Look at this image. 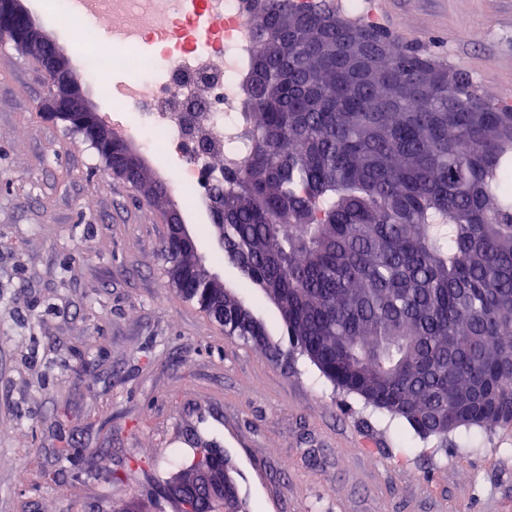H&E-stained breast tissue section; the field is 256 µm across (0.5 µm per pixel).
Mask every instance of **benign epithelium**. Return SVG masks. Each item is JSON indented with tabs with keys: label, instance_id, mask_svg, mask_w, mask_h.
Instances as JSON below:
<instances>
[{
	"label": "benign epithelium",
	"instance_id": "benign-epithelium-1",
	"mask_svg": "<svg viewBox=\"0 0 512 512\" xmlns=\"http://www.w3.org/2000/svg\"><path fill=\"white\" fill-rule=\"evenodd\" d=\"M0 40L23 53L34 55L47 77L46 92L37 105L42 114L61 118L74 132L81 134L97 150L107 170L137 181L142 160L129 140L116 130L89 104L80 79L73 73L69 59L56 42L36 23L23 0H0ZM170 237L184 238L188 231L177 210H164ZM210 495L211 512H225L224 468L202 471Z\"/></svg>",
	"mask_w": 512,
	"mask_h": 512
}]
</instances>
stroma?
I'll list each match as a JSON object with an SVG mask.
<instances>
[{"mask_svg":"<svg viewBox=\"0 0 512 512\" xmlns=\"http://www.w3.org/2000/svg\"><path fill=\"white\" fill-rule=\"evenodd\" d=\"M84 75L68 14L26 0ZM373 21L512 104V0H367ZM85 85L153 181L184 159L148 151L135 108ZM33 55L0 42V512H177L164 487L188 441L229 458L250 512H512V426L420 437L364 409L306 358L287 368L224 333L172 284L159 209L65 122L40 116ZM170 198L198 255L285 344L277 307L224 261L208 208ZM73 449L58 463L59 447ZM27 473L18 481L16 468Z\"/></svg>","mask_w":512,"mask_h":512,"instance_id":"1","label":"stroma"}]
</instances>
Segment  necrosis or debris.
<instances>
[{
    "label": "necrosis or debris",
    "instance_id": "4bbe7bcc",
    "mask_svg": "<svg viewBox=\"0 0 512 512\" xmlns=\"http://www.w3.org/2000/svg\"><path fill=\"white\" fill-rule=\"evenodd\" d=\"M94 16L112 33L111 55L97 51L91 30L73 31L92 73L118 69L133 50L152 46L149 84L113 88L112 103L139 109L142 131L162 134L169 150L186 156L175 186L201 199L224 172L193 156L186 124L219 144L225 161L241 158V81L254 47L246 0H97Z\"/></svg>",
    "mask_w": 512,
    "mask_h": 512
}]
</instances>
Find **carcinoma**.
I'll use <instances>...</instances> for the list:
<instances>
[{
  "mask_svg": "<svg viewBox=\"0 0 512 512\" xmlns=\"http://www.w3.org/2000/svg\"><path fill=\"white\" fill-rule=\"evenodd\" d=\"M292 3L251 14L242 161L224 168V259L281 313L298 355L337 390L418 435L512 423V106L354 19ZM192 301L260 348L263 324L164 245ZM197 477L166 486L208 512ZM228 512H247L237 485Z\"/></svg>",
  "mask_w": 512,
  "mask_h": 512,
  "instance_id": "1",
  "label": "carcinoma"
}]
</instances>
